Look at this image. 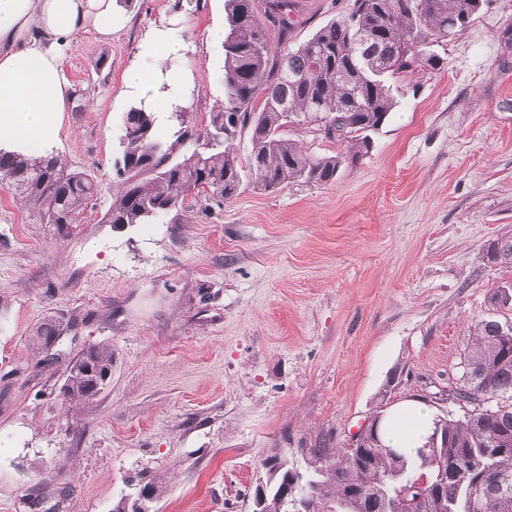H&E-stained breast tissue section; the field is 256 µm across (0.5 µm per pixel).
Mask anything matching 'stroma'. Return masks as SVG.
<instances>
[{
	"label": "stroma",
	"mask_w": 512,
	"mask_h": 512,
	"mask_svg": "<svg viewBox=\"0 0 512 512\" xmlns=\"http://www.w3.org/2000/svg\"><path fill=\"white\" fill-rule=\"evenodd\" d=\"M353 0H292L289 46ZM110 41L60 48L71 90L57 154L96 178L84 223L30 220L0 184V512H113L147 468L158 512H246L262 459L310 469L312 448L346 445L378 409L443 395L475 324H512V265L490 242L512 234V0H483L440 47L442 70L398 83L372 151L326 186L188 196L181 217L113 225L122 95L146 33L180 40L168 67L204 128L224 98V0H125ZM66 322L65 359L42 362L33 329ZM112 348V383L69 410L68 360ZM487 259L495 264H512V235H502L493 240L487 248Z\"/></svg>",
	"instance_id": "obj_1"
}]
</instances>
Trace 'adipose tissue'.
Segmentation results:
<instances>
[{"instance_id":"1","label":"adipose tissue","mask_w":512,"mask_h":512,"mask_svg":"<svg viewBox=\"0 0 512 512\" xmlns=\"http://www.w3.org/2000/svg\"><path fill=\"white\" fill-rule=\"evenodd\" d=\"M119 24L116 0H0V149L25 154L36 142L42 152H53L69 97L60 46L89 28L111 39ZM176 51L164 31H154L142 44L151 67L127 75V92L146 99L153 111L173 112L178 102L168 89L190 77L186 69H164L165 59ZM432 422L423 405L405 403L389 414L387 438L415 456Z\"/></svg>"}]
</instances>
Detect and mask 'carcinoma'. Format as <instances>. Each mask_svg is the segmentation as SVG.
<instances>
[{"instance_id":"carcinoma-1","label":"carcinoma","mask_w":512,"mask_h":512,"mask_svg":"<svg viewBox=\"0 0 512 512\" xmlns=\"http://www.w3.org/2000/svg\"><path fill=\"white\" fill-rule=\"evenodd\" d=\"M482 0H354L350 13L319 28L307 41L287 46L291 0H225L224 100L209 113L199 133L190 112L179 110L174 141L157 133V116L132 108L122 116L117 174L123 189L104 213L107 224H150L183 208L191 193L220 203L244 187L270 191L303 181L326 186L344 168L356 166L372 149L370 133L396 106L394 84L417 72L442 69L435 47L448 41V29L471 22ZM279 43H274L272 29ZM330 128V139L351 145L331 155L309 151L301 136ZM247 141L240 153L241 141ZM194 148L173 157L186 142ZM0 181L38 224L66 228L85 219L98 183L85 172L67 169L56 156L0 151ZM487 259L512 264V235L487 248ZM65 331L48 319L35 331L46 351ZM112 348L84 347L67 366L70 410L94 401L112 373ZM461 375L448 399L467 400L460 419L437 418L433 431L448 443L423 447L408 458L388 445L383 419L371 416L368 447L314 448L319 465L308 475L295 472L289 486L288 460H265L260 512H368L349 490H364L376 502L397 503L402 512L422 498L427 512H469L493 484L500 493L485 512H512V337L498 332V321L482 320L465 348ZM467 470L464 483L441 478L448 462ZM137 485L155 499L166 493L162 480L142 470Z\"/></svg>"}]
</instances>
